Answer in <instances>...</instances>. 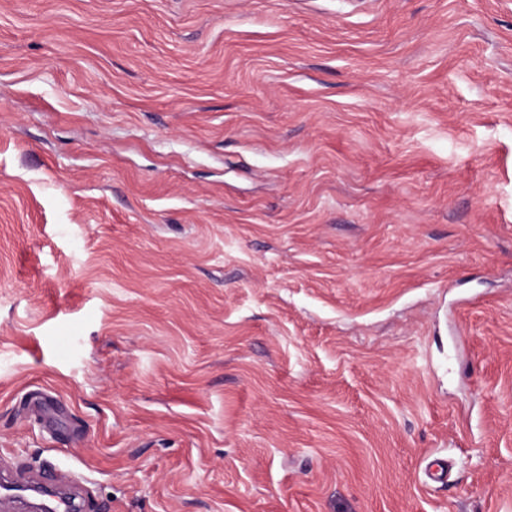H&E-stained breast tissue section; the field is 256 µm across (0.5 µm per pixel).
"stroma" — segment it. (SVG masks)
<instances>
[{
    "mask_svg": "<svg viewBox=\"0 0 512 512\" xmlns=\"http://www.w3.org/2000/svg\"><path fill=\"white\" fill-rule=\"evenodd\" d=\"M0 460L512 512V0H0Z\"/></svg>",
    "mask_w": 512,
    "mask_h": 512,
    "instance_id": "obj_1",
    "label": "stroma"
}]
</instances>
